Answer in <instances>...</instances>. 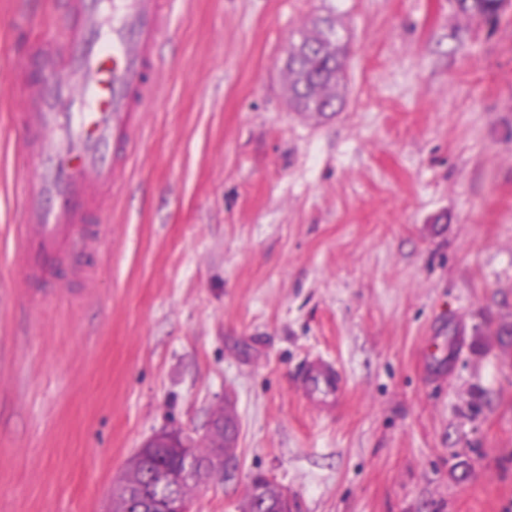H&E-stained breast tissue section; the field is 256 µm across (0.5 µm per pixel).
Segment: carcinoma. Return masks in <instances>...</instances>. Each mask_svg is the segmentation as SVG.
<instances>
[{
	"label": "carcinoma",
	"instance_id": "cac0c4a2",
	"mask_svg": "<svg viewBox=\"0 0 512 512\" xmlns=\"http://www.w3.org/2000/svg\"><path fill=\"white\" fill-rule=\"evenodd\" d=\"M457 8L472 18L496 21L509 0H455ZM348 42L336 29L334 21L324 19L310 30L301 32L291 45L286 61L288 102L298 112H333L342 103L339 88L345 82ZM146 461L134 455L124 478L115 489L116 512H131L140 487L145 485ZM262 512H290L288 495L265 484L263 491L252 493L247 512L256 507Z\"/></svg>",
	"mask_w": 512,
	"mask_h": 512
}]
</instances>
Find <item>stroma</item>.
I'll use <instances>...</instances> for the list:
<instances>
[{
  "label": "stroma",
  "instance_id": "stroma-1",
  "mask_svg": "<svg viewBox=\"0 0 512 512\" xmlns=\"http://www.w3.org/2000/svg\"><path fill=\"white\" fill-rule=\"evenodd\" d=\"M0 0V512H114L151 435L230 419L192 512H512V5L170 0L156 101L95 250L25 280ZM334 14L344 104L299 112L285 60ZM337 363L341 404L297 378ZM468 467L469 479L455 474ZM457 8L472 18L496 21L510 1L507 0H455ZM511 4V2H510ZM262 489L263 491L259 493H256L257 490H253L247 512H255L257 506L259 510H262L261 512H290L287 493L272 487L269 483H265ZM257 501L264 506L261 507Z\"/></svg>",
  "mask_w": 512,
  "mask_h": 512
}]
</instances>
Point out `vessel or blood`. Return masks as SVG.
I'll return each mask as SVG.
<instances>
[{
  "label": "vessel or blood",
  "instance_id": "b4317fda",
  "mask_svg": "<svg viewBox=\"0 0 512 512\" xmlns=\"http://www.w3.org/2000/svg\"><path fill=\"white\" fill-rule=\"evenodd\" d=\"M168 0H55L64 40L23 41L21 57L43 66L40 84L15 81L35 109L15 126V148L31 157L35 176L21 197L17 249L28 281L53 278L75 245L92 249L88 231L112 204V190L131 155L138 115L155 101L156 49ZM337 367L312 362L300 373L306 397L337 401Z\"/></svg>",
  "mask_w": 512,
  "mask_h": 512
}]
</instances>
